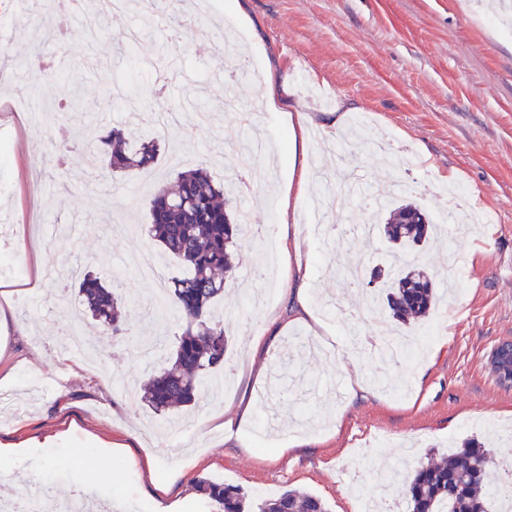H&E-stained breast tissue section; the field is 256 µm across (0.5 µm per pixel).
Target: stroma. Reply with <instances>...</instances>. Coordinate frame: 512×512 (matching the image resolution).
I'll return each instance as SVG.
<instances>
[{
	"label": "stroma",
	"mask_w": 512,
	"mask_h": 512,
	"mask_svg": "<svg viewBox=\"0 0 512 512\" xmlns=\"http://www.w3.org/2000/svg\"><path fill=\"white\" fill-rule=\"evenodd\" d=\"M36 14L0 0L14 62L11 84L0 85V227L14 243L0 254V446L14 451L0 458L10 475L0 500L47 490L82 498L90 512L118 500L127 512H155L164 486L184 512H211L194 487L207 477L262 496L299 488L332 512L369 504L406 512L396 490H384L385 476L468 440L484 446L501 477L512 474V446L501 440L512 428V387L487 368L492 347L512 340V34L489 24L476 0H158L153 13L118 11L93 31L74 14L64 41L33 39L26 21ZM133 27L141 32L134 54L117 56L118 36ZM176 28L184 50L160 60ZM34 54L51 58L57 74L31 90L22 115L12 96L27 84ZM217 57L225 67L243 63L245 76L226 82L211 64ZM162 74L183 98L172 136L150 172H116L102 185L89 150H102L115 126L154 134ZM270 77L285 89L274 112L265 103ZM75 82L81 109L71 103ZM228 96L268 143L245 175L253 186L245 196L226 150L242 138ZM339 113L367 118L351 147L361 194L340 189L316 231L307 228V198L297 200L306 243L275 282L251 279L262 241L242 238L238 275L220 305L228 329L220 387L160 418L141 399L137 351L161 297L130 262L140 252L162 256L147 230L152 187L206 168L253 226L283 245L280 187L316 157L335 169L326 149L343 135L332 124ZM452 182L470 189L487 221L445 225L423 248L438 301L401 330L418 341L417 354L402 363L359 347L361 337L379 336L382 314L339 319L368 302L362 287L326 272V259L367 275L385 268L390 248L373 199L385 193L434 216ZM301 268L315 326L299 318L288 288ZM79 269L116 283L123 335H103L85 311ZM259 325L263 343L253 353ZM74 336L95 360L69 352ZM346 351L361 362L350 379L338 368ZM243 402L250 418L223 429Z\"/></svg>",
	"instance_id": "obj_1"
}]
</instances>
